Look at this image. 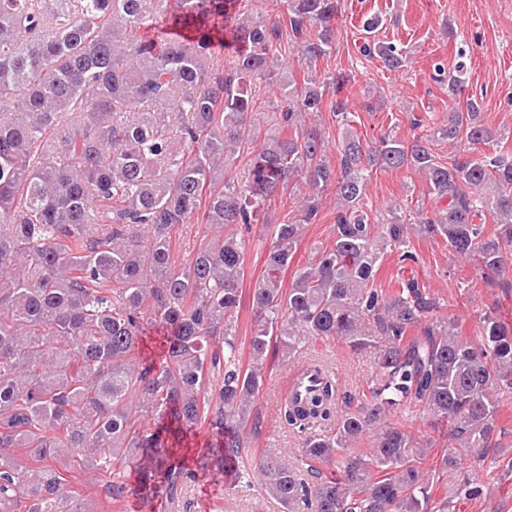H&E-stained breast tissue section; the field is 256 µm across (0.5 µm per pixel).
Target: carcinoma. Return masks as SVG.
<instances>
[{
  "instance_id": "1",
  "label": "carcinoma",
  "mask_w": 512,
  "mask_h": 512,
  "mask_svg": "<svg viewBox=\"0 0 512 512\" xmlns=\"http://www.w3.org/2000/svg\"><path fill=\"white\" fill-rule=\"evenodd\" d=\"M177 2L173 12L170 0H0V512H87L64 475L73 466L112 472L118 500L122 461L148 482L145 494L161 477L169 499L180 500L187 433L206 422L222 432L207 455H242L268 359L331 338L378 351L371 399L339 415L328 379L306 402L282 406L280 421L303 435L298 463L244 467L238 486L257 488L283 512H447L449 501L429 494L434 441L422 444L391 420L418 408L456 443L439 472L471 463L455 495H480L501 397L512 390V323L491 310L466 336L414 277L389 296L373 280L387 251L414 259V232L503 281L512 266V155L471 153L512 131L486 126L473 96L410 142L387 135L370 146L337 100L335 167L319 121L325 97L347 77L321 81L315 71L336 47L339 0H267L277 12L265 22L252 0ZM231 6L241 49L226 66L216 48ZM148 30L163 44L146 39ZM288 51L299 77L283 81ZM363 52L393 70L406 61L391 43L366 42ZM466 72L462 61L451 73L438 63L435 81L452 97ZM258 81L280 100L263 128L252 112ZM438 141L457 154L441 161ZM244 156L239 182L233 170ZM375 168L422 174L446 205L372 217L364 197ZM328 192L334 241L286 289ZM290 197L297 205L271 223L272 205ZM199 223L208 231L180 267L177 231ZM255 224L270 245L241 338L242 234ZM153 332L160 354L145 359L140 343ZM148 417L172 426L146 429ZM365 436L370 451H351ZM318 463L334 473L323 476Z\"/></svg>"
}]
</instances>
